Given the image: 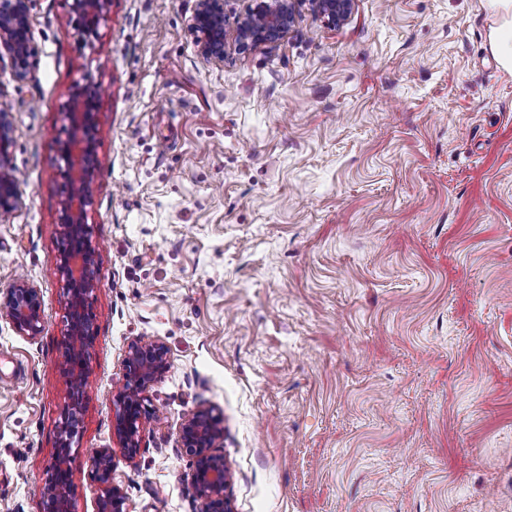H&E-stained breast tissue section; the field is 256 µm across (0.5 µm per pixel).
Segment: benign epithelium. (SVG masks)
<instances>
[{
    "label": "benign epithelium",
    "mask_w": 512,
    "mask_h": 512,
    "mask_svg": "<svg viewBox=\"0 0 512 512\" xmlns=\"http://www.w3.org/2000/svg\"><path fill=\"white\" fill-rule=\"evenodd\" d=\"M255 5L236 23L235 45L240 52L261 44L276 45L290 30L295 18L296 0H254ZM29 0H0V44L12 60V77L29 79L34 68L31 46ZM313 11L333 27L344 25L352 14L353 0H308ZM109 0H73V10L87 36L97 34ZM187 32L198 54L214 64L224 63L227 33L224 0H196ZM98 85L89 80L71 94L68 119L72 133L60 145L67 164L65 176L73 190L63 201L57 224L59 262L57 273L68 309L64 362L70 375V401L58 427L56 460L48 471L41 491V512H72L73 485L66 466L67 457L79 434L83 389L89 371L90 349L95 339L88 298L99 287L96 278L97 250L93 225L88 223L94 174L98 166L96 109ZM14 141V126L9 106L0 105V218L16 211L22 200L12 175L9 148ZM6 319L16 333L30 340L41 336L45 321L40 290L25 278L0 289V319ZM169 368L164 343L132 339L124 360L122 387L113 396L112 428L124 456L132 460L140 449L141 435L152 410L148 392ZM224 439L223 418L212 408H200L182 424L180 441L194 457L189 489L199 503V512H233L225 494L230 472L224 455L212 452ZM113 450L100 448L90 458L93 479L103 487L98 512H128L126 496L112 484Z\"/></svg>",
    "instance_id": "7a95c632"
}]
</instances>
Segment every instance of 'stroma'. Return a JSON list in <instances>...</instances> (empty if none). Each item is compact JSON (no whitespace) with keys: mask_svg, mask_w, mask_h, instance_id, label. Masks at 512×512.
I'll list each match as a JSON object with an SVG mask.
<instances>
[{"mask_svg":"<svg viewBox=\"0 0 512 512\" xmlns=\"http://www.w3.org/2000/svg\"><path fill=\"white\" fill-rule=\"evenodd\" d=\"M30 0L35 68L11 76L21 207L0 289L39 288L36 340L0 320V512H40L69 397L57 143L99 86L89 221L99 287L73 512L112 449L130 512H197L179 442L224 418L234 512H512V74L483 0H354L333 28L298 0L277 45L205 61L195 0ZM169 369L135 459L112 431L129 341ZM110 0H74L73 10L87 36L97 34L100 20L104 18Z\"/></svg>","mask_w":512,"mask_h":512,"instance_id":"obj_1","label":"stroma"}]
</instances>
